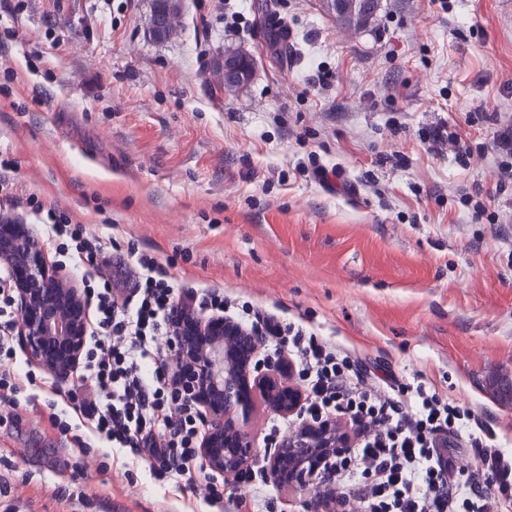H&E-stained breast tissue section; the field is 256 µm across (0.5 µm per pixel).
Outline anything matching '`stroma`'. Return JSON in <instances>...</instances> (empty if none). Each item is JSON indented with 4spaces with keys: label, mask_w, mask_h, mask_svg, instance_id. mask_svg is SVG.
Returning <instances> with one entry per match:
<instances>
[{
    "label": "stroma",
    "mask_w": 512,
    "mask_h": 512,
    "mask_svg": "<svg viewBox=\"0 0 512 512\" xmlns=\"http://www.w3.org/2000/svg\"><path fill=\"white\" fill-rule=\"evenodd\" d=\"M8 0L0 156L16 189L172 277L304 324L371 371L422 379L512 451V0H380L341 28L323 0ZM239 11L245 24L225 31ZM246 52L225 91L218 61ZM327 74L319 82V74ZM336 168L324 183L314 165ZM37 409L0 421V512H210L129 450L78 447ZM270 488L261 512H307Z\"/></svg>",
    "instance_id": "obj_1"
}]
</instances>
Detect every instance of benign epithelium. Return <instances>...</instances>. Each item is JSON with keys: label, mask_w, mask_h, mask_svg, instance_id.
<instances>
[{"label": "benign epithelium", "mask_w": 512, "mask_h": 512, "mask_svg": "<svg viewBox=\"0 0 512 512\" xmlns=\"http://www.w3.org/2000/svg\"><path fill=\"white\" fill-rule=\"evenodd\" d=\"M249 55L229 52L224 54L220 68L224 79L237 82L252 75L248 66ZM0 253L15 255L22 263L20 286V334L25 338L30 353L44 364H50L63 378L74 369L84 339V316L82 309L73 306L77 299L63 294L58 272L50 270L40 249L28 237L7 238L0 233ZM205 375L219 378L224 384L219 406L224 409L215 415L206 432V462L224 470V483L231 484L240 478L242 467L256 457V448L251 436L237 427L238 416L247 410L248 398L240 389V367L224 356V349L211 346L207 360L199 363ZM282 366L270 364L260 372L258 387L268 389L281 386ZM275 409L288 413L298 411L300 395L291 385L281 386ZM334 448L341 454L349 447L348 440L336 438L330 428L317 433L311 439L304 427L288 434L278 449L268 452V461L277 482L310 485L322 478L318 472H301L285 475L290 463L310 455L314 448Z\"/></svg>", "instance_id": "7a95c632"}]
</instances>
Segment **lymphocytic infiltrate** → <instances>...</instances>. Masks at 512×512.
Here are the masks:
<instances>
[{
	"instance_id": "obj_1",
	"label": "lymphocytic infiltrate",
	"mask_w": 512,
	"mask_h": 512,
	"mask_svg": "<svg viewBox=\"0 0 512 512\" xmlns=\"http://www.w3.org/2000/svg\"><path fill=\"white\" fill-rule=\"evenodd\" d=\"M29 208L41 241L55 244L69 266L83 268V294L91 306L80 354V383L67 391L68 407L48 402V419L62 436L82 443L90 433L109 448H126L157 481L198 486L211 505L232 499L236 507L266 490L264 470H244L232 496L222 471L194 478L201 460L208 411L218 401L197 365L212 333L228 349L238 336L253 343L240 352L243 373L291 357L297 364L303 402L298 420L335 424L348 417L351 446L333 449L323 491L324 508L342 512H512V454L468 409L442 401L424 385L374 377L352 351L322 339L302 324L238 303L220 288L177 285L157 258L128 250L113 262L102 237L73 221L70 213L44 208L35 195L10 190L0 197V224L20 223ZM109 278L94 280L100 267ZM12 257L0 259V403L32 405L13 364L19 323V284ZM462 440L474 464L460 478L450 448ZM343 494H334V486Z\"/></svg>"
}]
</instances>
